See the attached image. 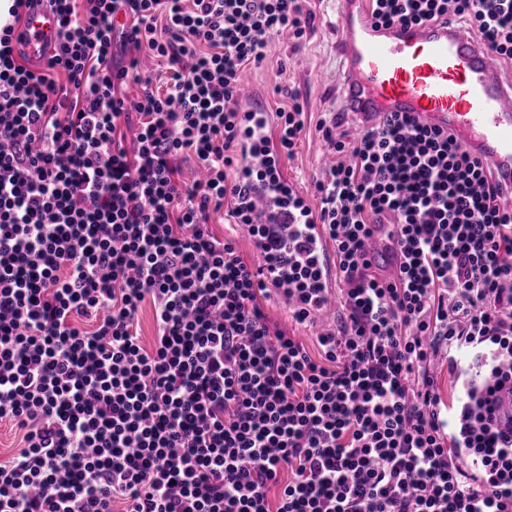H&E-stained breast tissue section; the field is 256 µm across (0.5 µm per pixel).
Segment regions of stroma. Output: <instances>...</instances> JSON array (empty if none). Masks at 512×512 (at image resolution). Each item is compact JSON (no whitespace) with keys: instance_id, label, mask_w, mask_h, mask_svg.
Masks as SVG:
<instances>
[{"instance_id":"stroma-1","label":"stroma","mask_w":512,"mask_h":512,"mask_svg":"<svg viewBox=\"0 0 512 512\" xmlns=\"http://www.w3.org/2000/svg\"><path fill=\"white\" fill-rule=\"evenodd\" d=\"M307 9L312 19L301 43H294L286 35L273 37L268 43L265 65L249 71L247 77L260 88L262 103L269 109L280 102L273 92L274 85L291 87L299 93L308 132L295 154L283 160L282 173L285 180L293 182L308 197L312 194V181L323 178L327 170L323 162L327 146L318 126L336 114V86L343 62L337 54L340 28L335 0H308ZM258 302L289 335L298 337L314 357L320 353L318 336L336 326L334 319L320 316L304 324L296 323L284 300L274 294L259 295Z\"/></svg>"}]
</instances>
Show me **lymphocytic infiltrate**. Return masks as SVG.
Wrapping results in <instances>:
<instances>
[{
	"label": "lymphocytic infiltrate",
	"mask_w": 512,
	"mask_h": 512,
	"mask_svg": "<svg viewBox=\"0 0 512 512\" xmlns=\"http://www.w3.org/2000/svg\"><path fill=\"white\" fill-rule=\"evenodd\" d=\"M0 23V512H512V197L449 134L389 113L313 184L340 321L313 358L257 302L302 323L324 285L265 155L306 129L279 88L275 141L244 150V71L301 39L305 0H50L40 67ZM377 23L453 17L512 64V0H368ZM166 64L154 86L139 51ZM136 83V97L124 95ZM251 157L248 175L239 168ZM205 178L185 183L179 160ZM246 226L262 261L217 239ZM395 227L400 274L366 261ZM151 303L143 345L138 313ZM93 329H84V322ZM453 382L443 398L440 366ZM227 213V210H221L212 214L210 227L213 234L220 240H233L243 259L248 263L257 264L261 261L258 250L254 247L241 224H232V219Z\"/></svg>",
	"instance_id": "1"
}]
</instances>
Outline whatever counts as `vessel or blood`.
Returning <instances> with one entry per match:
<instances>
[{"mask_svg":"<svg viewBox=\"0 0 512 512\" xmlns=\"http://www.w3.org/2000/svg\"><path fill=\"white\" fill-rule=\"evenodd\" d=\"M339 52L346 62L344 91L365 108L363 127L385 113L402 112L429 127L454 134L512 191V72L452 19L422 26L375 27L366 0H336ZM58 19L47 0H33L14 33L19 48L42 57L56 42ZM249 103L245 121L255 138L266 135L270 115L254 107V90L242 84ZM367 257L384 277H395L399 259L394 227L375 225Z\"/></svg>","mask_w":512,"mask_h":512,"instance_id":"b4317fda","label":"vessel or blood"}]
</instances>
